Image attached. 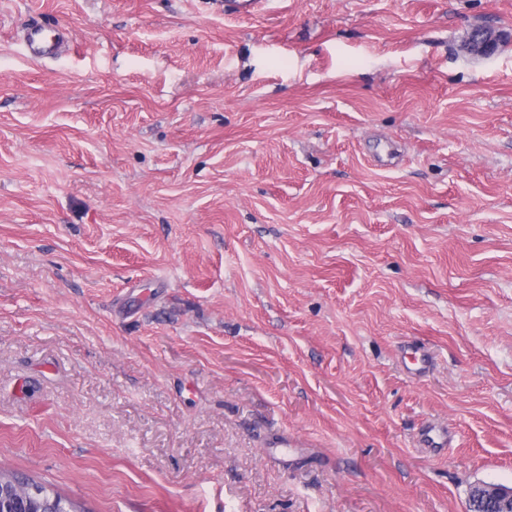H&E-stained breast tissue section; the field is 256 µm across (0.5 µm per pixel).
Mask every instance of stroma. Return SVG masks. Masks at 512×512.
<instances>
[{
	"label": "stroma",
	"instance_id": "35a3bbf8",
	"mask_svg": "<svg viewBox=\"0 0 512 512\" xmlns=\"http://www.w3.org/2000/svg\"><path fill=\"white\" fill-rule=\"evenodd\" d=\"M0 467L85 512L512 487V0H0ZM23 41L29 54L39 58H55L69 49L68 32L47 30L36 19L24 28Z\"/></svg>",
	"mask_w": 512,
	"mask_h": 512
}]
</instances>
